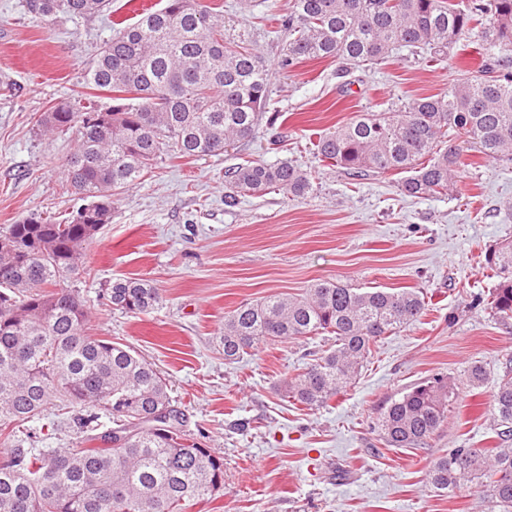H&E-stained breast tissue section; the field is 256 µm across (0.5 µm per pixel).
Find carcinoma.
<instances>
[{"label": "carcinoma", "mask_w": 512, "mask_h": 512, "mask_svg": "<svg viewBox=\"0 0 512 512\" xmlns=\"http://www.w3.org/2000/svg\"><path fill=\"white\" fill-rule=\"evenodd\" d=\"M111 8L112 0H25L27 13L44 24ZM278 22L288 32L282 70L332 59L343 74L403 49L441 61L480 27V69L444 94L360 112L314 147L354 179L404 174L401 192L411 197L453 189L461 150L442 147L450 129L484 158L512 160V0H291ZM84 83L111 92L112 105L60 103L36 126L47 134L76 129L64 173L88 203L63 223L31 217L0 230V239L13 241L0 248V268L14 270L0 281V512H188L224 486V460L188 438L166 378L149 361L88 333L85 300L66 282L84 272V250L109 223L114 192L166 158L217 156L275 125L278 114L266 115L268 72L250 34L222 12L198 0H166L103 43ZM274 188L302 196L312 183L288 161H251L224 172L229 204ZM486 264L498 279L486 306L512 330V243L489 253ZM106 294L113 308L134 315L164 302L146 279H117ZM425 306L416 291L324 281L303 295L239 305L224 317L218 343L233 361L260 342L332 335L336 347L285 384L286 397L319 408L353 380L383 336L417 322ZM457 397L446 376L422 381L383 409L380 435L393 448H421ZM50 406L75 412V447L36 448L31 432L19 429ZM102 412L115 427L99 436ZM491 415L498 445L450 448L428 480L450 493L476 485L499 512H512L511 367L492 396Z\"/></svg>", "instance_id": "carcinoma-1"}]
</instances>
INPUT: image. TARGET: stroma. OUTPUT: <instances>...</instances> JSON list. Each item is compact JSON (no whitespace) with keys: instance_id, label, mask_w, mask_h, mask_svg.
<instances>
[{"instance_id":"35a3bbf8","label":"stroma","mask_w":512,"mask_h":512,"mask_svg":"<svg viewBox=\"0 0 512 512\" xmlns=\"http://www.w3.org/2000/svg\"><path fill=\"white\" fill-rule=\"evenodd\" d=\"M24 0H0V227L31 216L67 219L84 204L68 192L63 163L76 132L48 136L41 112L72 98L99 46L165 0H112L111 12L43 24ZM250 30L269 71L276 133L217 156L172 158L115 194L112 217L85 249L88 272L68 285L90 305L89 331L130 346L165 376L185 429L224 459V488L190 512H492L479 488L433 489L428 471L451 448H492L490 403L512 365V335L482 299L497 283L485 255L512 242V161L463 151L448 195L412 198L397 172L362 179L321 162L320 133L355 113L446 92L476 68L478 37L444 61L401 51L343 75L334 60L278 65L283 39L271 13L288 0H201ZM289 161L310 172L313 194L272 191L224 202V173L246 161ZM151 280L162 308L132 315L104 296L116 279ZM323 280L356 288L413 289L421 320L384 337L359 375L325 407L286 398L284 384L330 347L325 336L264 342L225 360L214 338L240 304L299 295ZM480 365L485 380L470 384ZM435 375L458 398L448 422L420 449L391 448L376 421L391 398ZM39 448L70 447L68 415L48 409L28 422Z\"/></svg>"}]
</instances>
